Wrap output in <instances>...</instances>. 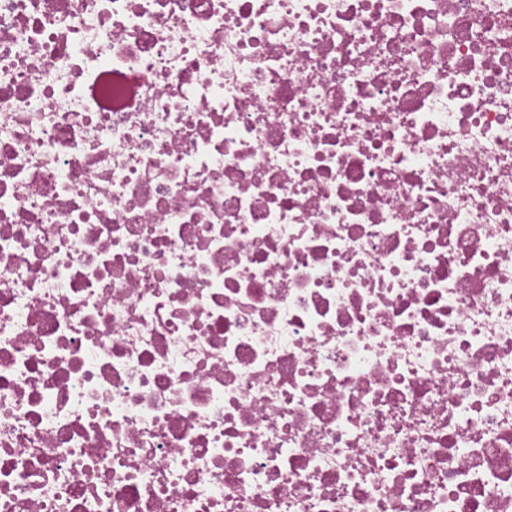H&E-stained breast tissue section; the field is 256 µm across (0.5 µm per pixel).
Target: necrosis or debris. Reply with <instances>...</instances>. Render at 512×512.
Here are the masks:
<instances>
[{
    "mask_svg": "<svg viewBox=\"0 0 512 512\" xmlns=\"http://www.w3.org/2000/svg\"><path fill=\"white\" fill-rule=\"evenodd\" d=\"M0 512H512V0H0Z\"/></svg>",
    "mask_w": 512,
    "mask_h": 512,
    "instance_id": "necrosis-or-debris-1",
    "label": "necrosis or debris"
}]
</instances>
